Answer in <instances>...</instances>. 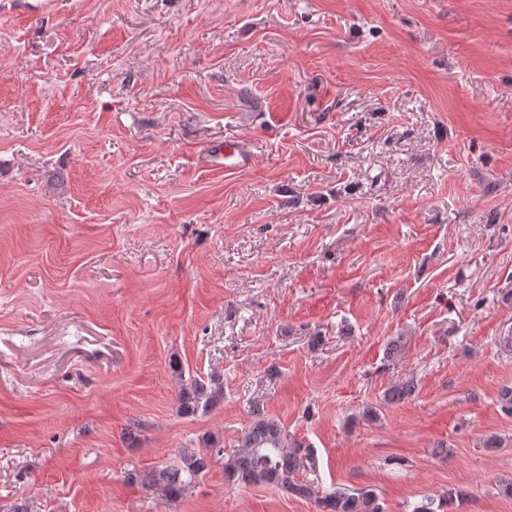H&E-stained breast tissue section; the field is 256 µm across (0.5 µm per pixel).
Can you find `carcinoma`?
I'll use <instances>...</instances> for the list:
<instances>
[{"mask_svg": "<svg viewBox=\"0 0 512 512\" xmlns=\"http://www.w3.org/2000/svg\"><path fill=\"white\" fill-rule=\"evenodd\" d=\"M416 386L412 381L396 382L386 392L390 402L412 396ZM224 396L220 378L208 381L189 378L183 381L178 402L185 412H206ZM251 424L245 432L240 449L224 459V478L242 486H271L289 495L314 504L316 512H382L375 489L367 486L351 488L338 486L323 490L317 474L316 453L313 448L287 439L280 422L268 415L264 404L251 405ZM224 449L209 447L182 448L174 464L149 470L132 469L125 481L160 494L168 502L183 498L196 481L208 470L212 455Z\"/></svg>", "mask_w": 512, "mask_h": 512, "instance_id": "1", "label": "carcinoma"}]
</instances>
